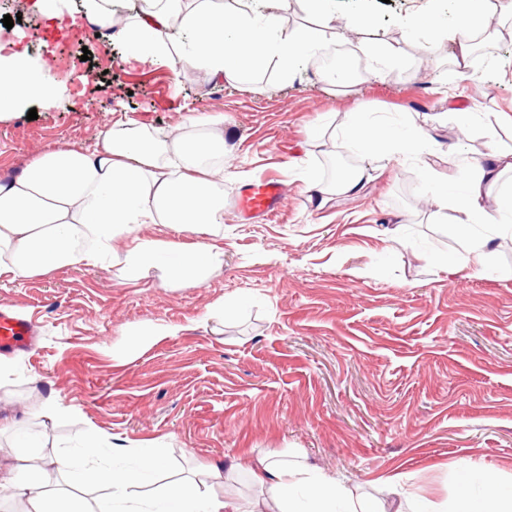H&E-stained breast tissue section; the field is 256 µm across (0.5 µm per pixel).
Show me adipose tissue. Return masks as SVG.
<instances>
[{
  "mask_svg": "<svg viewBox=\"0 0 512 512\" xmlns=\"http://www.w3.org/2000/svg\"><path fill=\"white\" fill-rule=\"evenodd\" d=\"M472 2L468 18L445 33L453 46L449 63L458 75L470 68L475 48L491 38V26L512 34V0ZM80 16L103 41L120 34L130 57L183 63L251 88L267 61H275L286 77L321 48L316 29L282 26L273 5L255 13L232 8L225 0H135L119 14L112 0H82ZM64 91L46 63L31 59L14 40L0 42L1 113L21 111L34 100L51 105ZM332 129L365 162L351 175L309 182V191L322 200L358 192L371 176V163H400L420 154L427 141L422 128L398 136L385 123L351 112L341 122L330 120L314 129L313 143H323ZM487 137L478 158L468 154L464 143L453 146L454 177L425 172L433 216L451 217L463 239L461 253L452 260L458 269L483 266L495 240H512V220L505 216L512 193L490 195L495 187L505 190L512 177V149L502 147L495 132ZM143 224L181 231L222 228L224 135L213 121L194 117L164 136L139 126L108 130L97 148L44 151L18 175L0 179V279L103 263L116 238L128 241L122 263L130 274L157 268L178 288L198 286L222 265L216 246L146 239L138 234ZM125 454L123 448L104 446L94 432L77 459L59 457L49 463L21 443L14 448V465L0 468V487L24 500L26 512H100L86 501L55 498L44 477L51 466L65 483H95L103 500L118 504V512H242L231 501L204 495L200 481L192 478L166 482L160 503L131 498L130 489L164 473L165 463L156 449L144 448L136 467L107 465V458ZM252 474L283 512H368L342 484L301 464L265 458ZM458 512H512V487L492 484L478 498L461 486Z\"/></svg>",
  "mask_w": 512,
  "mask_h": 512,
  "instance_id": "1",
  "label": "adipose tissue"
}]
</instances>
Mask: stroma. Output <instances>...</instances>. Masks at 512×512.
Returning a JSON list of instances; mask_svg holds the SVG:
<instances>
[{"label":"stroma","instance_id":"stroma-1","mask_svg":"<svg viewBox=\"0 0 512 512\" xmlns=\"http://www.w3.org/2000/svg\"><path fill=\"white\" fill-rule=\"evenodd\" d=\"M27 2L6 0L0 18L18 16L13 29L30 56L44 55L49 40L93 64L109 52L122 75L84 85L81 106L67 94L38 106L37 119H0V175L19 174L43 151L94 146L109 127L164 135L189 117L223 115L224 231L194 238L220 246L224 262L193 288L170 287L154 269L130 280L109 264L0 280V306L38 325L36 344L11 352L15 372L0 380V418L12 423L0 432L1 465L12 463L17 440L70 455L93 429L132 452L159 449L168 477L209 470L204 491L244 512H279L249 477L261 455L299 457L379 512H393L385 479L395 474L441 512L453 507L461 475L477 493L512 482V242L482 269L448 267L462 241L431 218L423 187L424 167L447 173L440 153L389 165L359 194L323 203L304 183L328 176L329 153L310 147L309 135L332 115L429 117L445 146L462 140L450 106L488 122L512 116V50L474 62L473 79L456 77L442 64L448 40H407L401 28L446 11L448 0H331L338 23L371 17L345 43L398 42L402 60L336 92L318 69L285 81L273 66L248 89L202 69L132 60L118 39L71 40L67 19L47 40L33 38L42 22ZM268 175L285 185L279 211L243 212L244 187ZM398 215L408 224L400 242L388 234ZM222 304L223 320H205ZM48 396L66 413L32 416Z\"/></svg>","mask_w":512,"mask_h":512}]
</instances>
